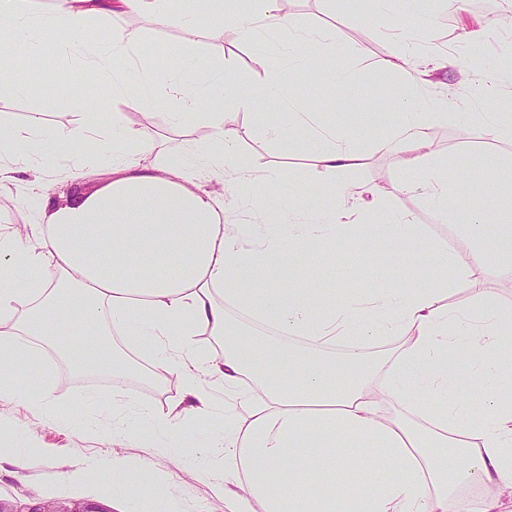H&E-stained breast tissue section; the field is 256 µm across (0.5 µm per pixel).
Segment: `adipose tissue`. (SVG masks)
I'll list each match as a JSON object with an SVG mask.
<instances>
[{
	"instance_id": "adipose-tissue-1",
	"label": "adipose tissue",
	"mask_w": 512,
	"mask_h": 512,
	"mask_svg": "<svg viewBox=\"0 0 512 512\" xmlns=\"http://www.w3.org/2000/svg\"><path fill=\"white\" fill-rule=\"evenodd\" d=\"M421 4L403 0L420 22L398 27L400 47L385 62L417 84L430 74L421 48L429 15ZM204 6L212 28L234 25L243 42L262 28L295 40L299 63L269 70L263 85L246 93L237 72L209 56L173 53L156 74L142 62L136 31L114 27L99 36L90 29L91 22L136 12L193 38L199 20L173 0H57L49 10L36 0H0V28L10 34L0 100L23 91L19 73L49 44L110 82L123 106L107 129L92 109L52 128L36 115L25 129L0 118V187L31 171L40 214L25 247L0 231V401L50 410V354L71 359L91 332L98 338L92 355L114 383L112 406L122 409L131 359L112 344L120 336L155 367L177 371L192 405L159 413L140 403L137 422L116 426L113 442L134 439L164 450L162 433L189 416H209L223 398L226 424L209 434L198 474L211 480L214 464L223 466L224 479L213 488L227 512H503L504 498L512 499V350L503 345L512 310L492 302L478 281L492 257L512 271V232L484 234L504 205L500 198L474 209L455 205L452 169L429 131L458 122L511 138L512 69L488 70L477 83L500 112H452L444 100L402 98L394 104L397 121L375 144L397 156L403 191L423 190L442 217L460 225L470 258L461 267L412 215L388 210L383 189L346 180L359 159L354 133L327 130L314 140L319 166L334 178L331 208H308L291 187L254 194L266 176L239 152L238 110L282 107L295 82L358 104L371 93L353 71L335 66L344 47L332 33L298 34L278 0H255L230 18L224 0ZM117 56L129 64L125 74L111 67ZM308 56L327 67L306 65ZM155 103L173 105V134L191 131L180 149L157 147L128 119ZM61 143L94 146L95 164L110 169L112 181L58 207L39 162ZM146 154L152 161L144 165ZM369 212L381 217L382 235H364ZM389 240L414 242L419 257L386 248ZM340 250L364 257L369 287L361 297L340 300L309 281L306 257L325 261ZM463 280L473 285L465 318L448 305ZM251 320L269 327L271 337L248 328ZM201 336L214 337L218 349L200 352ZM384 339L402 345L369 361L367 347ZM336 344L341 353H327ZM284 361L289 371L282 376ZM473 369L488 385L478 400L463 397L458 385ZM392 400L400 413L388 412ZM142 467L114 453L59 476L78 481L105 473L123 491ZM471 484L495 493L478 501L460 496Z\"/></svg>"
}]
</instances>
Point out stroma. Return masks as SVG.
<instances>
[{"label": "stroma", "instance_id": "stroma-1", "mask_svg": "<svg viewBox=\"0 0 512 512\" xmlns=\"http://www.w3.org/2000/svg\"><path fill=\"white\" fill-rule=\"evenodd\" d=\"M289 13L300 30L328 28L335 32L339 43L353 47V54L343 56L342 62L370 85L376 100L363 106L335 96L322 107L328 123L340 129H351L358 135L362 151L361 161L349 173L353 182L384 186L387 205L395 211L411 213L424 233L448 250L454 251L458 264H466L468 257L457 249L459 228L443 219L420 192L402 193L395 185L402 176L396 157L375 153L371 144L382 137L393 123V115L380 112L379 102L407 95L410 82L407 77L384 72L382 64L396 49L390 27L380 26L370 18L367 0H292ZM434 28L426 46L445 54L460 47V37L466 32L482 33V59L473 65L462 62L453 67L435 70L425 89L428 96L444 99L448 109L458 112L471 109L478 112L497 111L496 102L472 92L482 71L499 66L503 56L502 43L506 30L497 28L495 19L512 15V0H433L431 4ZM116 26L133 29L141 34L146 47V59L156 70H164L166 46L181 43L182 34L176 30L159 31L147 17L127 16L116 19ZM194 52L210 54L235 69L243 88L260 84L266 77L255 62L256 50L240 42L233 29H226L224 37L217 38L209 27H202L192 46ZM26 91L23 95L0 101V114H6L13 123L25 124L30 113L56 96L61 85H69L67 100L48 112L45 124H68L74 113L82 111L87 103H95L99 112L112 113V88L105 82L90 84L75 70L74 62L55 54L30 57L28 71L23 75ZM284 123L288 113L275 109L273 113L259 110L240 115L237 124L239 148L244 158L255 168L271 173L274 180L296 186L301 199L315 209H326L333 203V179L320 166L306 141H299L289 153L267 139L263 128L268 119ZM430 134L444 160L463 159L482 166V181L472 182L453 172L451 193L464 203L481 206L486 202L488 188H504V175L512 171V140H495L482 126L451 123L431 129ZM92 148L69 150L61 148L44 158L43 164L54 180L50 194L55 205L62 206L77 195L87 196L105 185L111 172L88 167L82 180L56 179L57 171L78 164H86ZM30 173H18L8 190L0 192V220L9 223L17 235L18 245H25L26 232L36 204L28 202ZM315 280L325 288L335 289L337 297H352L361 293L363 264L345 254H336L334 260L316 266ZM50 380L58 396L55 421H47L27 403L0 402V448H78L82 455L77 466L98 461L113 449L112 444V383L108 372L76 371L63 360H52ZM126 389L134 397L152 404L159 412L182 396L180 378L171 372L163 388L127 380ZM94 391L100 397L96 403H78L82 393ZM224 423L223 412L213 419L194 418L185 422L169 440L171 449L162 453H145L138 447H124V454L143 457L146 467L132 481V492L116 494L112 482L99 476L91 482L59 481L56 477L59 462L47 457L26 472L13 473L10 466L0 467V512H86L89 506L103 508L104 512H155L161 502L176 501L181 512H225L224 500L214 494L210 485L192 476L199 464L198 450L209 432Z\"/></svg>", "mask_w": 512, "mask_h": 512}]
</instances>
